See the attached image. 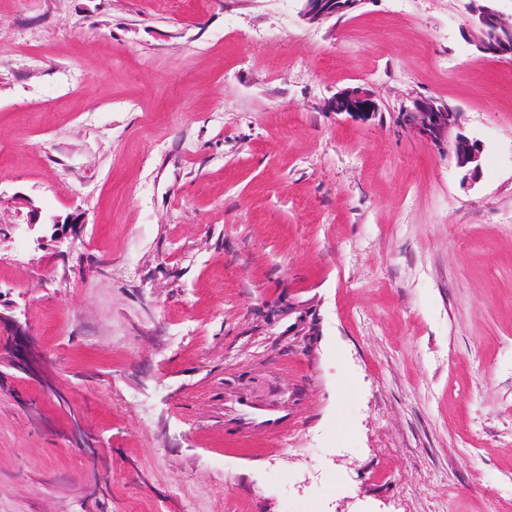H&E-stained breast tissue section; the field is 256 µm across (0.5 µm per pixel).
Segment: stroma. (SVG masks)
<instances>
[{
    "instance_id": "obj_1",
    "label": "stroma",
    "mask_w": 512,
    "mask_h": 512,
    "mask_svg": "<svg viewBox=\"0 0 512 512\" xmlns=\"http://www.w3.org/2000/svg\"><path fill=\"white\" fill-rule=\"evenodd\" d=\"M468 4L0 0V312L38 365L0 335V512H512V58ZM356 87L378 112L328 111ZM303 16L309 21L318 22L346 14L354 10L361 0H302ZM401 121L407 131L432 143L448 141L455 132L450 142L456 166L463 172V181L470 185L476 182L481 173L483 145L462 132L460 112L440 99L420 97L401 113ZM30 212H32V214H30L28 224H30L31 229H34L37 225L42 228L44 235L40 237L41 240L46 239L49 234L52 241L60 242L74 231L76 224H82V222L78 223V215L75 217L72 216L71 218L67 217L63 221L59 218H53L51 222L39 223L40 215H38L34 209H31ZM2 328L7 331L8 336H12L16 346L18 364L20 365L23 361V352L26 350L28 336H30L29 328L26 324L23 325L19 321L8 318L0 312V332ZM235 413L237 423L242 429L262 426L273 433H279L288 422L286 415L271 414L266 409L248 400L238 402Z\"/></svg>"
}]
</instances>
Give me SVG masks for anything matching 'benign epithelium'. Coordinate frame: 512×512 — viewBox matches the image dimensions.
Masks as SVG:
<instances>
[{
  "label": "benign epithelium",
  "instance_id": "obj_1",
  "mask_svg": "<svg viewBox=\"0 0 512 512\" xmlns=\"http://www.w3.org/2000/svg\"><path fill=\"white\" fill-rule=\"evenodd\" d=\"M361 0H303V16L312 22L346 14L354 10ZM470 24L474 30L472 43L485 55L512 57V14L504 13L499 0H469ZM329 110L336 113H370L378 111L377 103L361 89H350L336 95L329 104ZM403 126L410 133L432 143L451 141L455 163L463 172V180L473 184L481 173L483 145L462 132L461 113L436 98L420 97L412 107L401 113ZM37 212L30 214L29 224L42 228L41 239L49 238L60 242L67 238L78 224L76 217L64 220L54 218L39 223ZM12 336L18 361H23V352L30 336L29 328L0 312V329Z\"/></svg>",
  "mask_w": 512,
  "mask_h": 512
}]
</instances>
